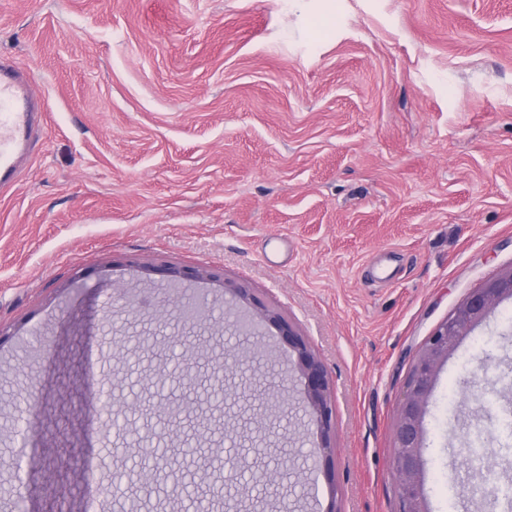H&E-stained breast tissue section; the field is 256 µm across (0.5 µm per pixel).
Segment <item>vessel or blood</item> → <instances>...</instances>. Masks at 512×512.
Listing matches in <instances>:
<instances>
[{"mask_svg": "<svg viewBox=\"0 0 512 512\" xmlns=\"http://www.w3.org/2000/svg\"><path fill=\"white\" fill-rule=\"evenodd\" d=\"M33 81V76L0 60V187L12 181L16 149L30 138L40 110L29 95Z\"/></svg>", "mask_w": 512, "mask_h": 512, "instance_id": "obj_1", "label": "vessel or blood"}]
</instances>
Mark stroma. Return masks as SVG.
<instances>
[{
    "label": "stroma",
    "mask_w": 512,
    "mask_h": 512,
    "mask_svg": "<svg viewBox=\"0 0 512 512\" xmlns=\"http://www.w3.org/2000/svg\"><path fill=\"white\" fill-rule=\"evenodd\" d=\"M34 72L42 131L0 190V456L55 469L71 512H123L113 473L151 468L180 435L223 443L222 413L158 422L161 358L187 297L238 315L224 284L295 323L334 383L336 454L293 416L294 487L276 512H396L399 392L424 338L512 266V0H0V56ZM200 266L179 292L146 268ZM166 305V325L154 311ZM512 302L464 336L426 417L432 512L465 504L460 452L479 423L498 487L512 483ZM201 367L276 331L203 335ZM495 367L482 369L486 350ZM34 388L40 405L24 398ZM138 401L120 433L86 403ZM141 512H226L227 490L177 455Z\"/></svg>",
    "instance_id": "obj_1"
}]
</instances>
